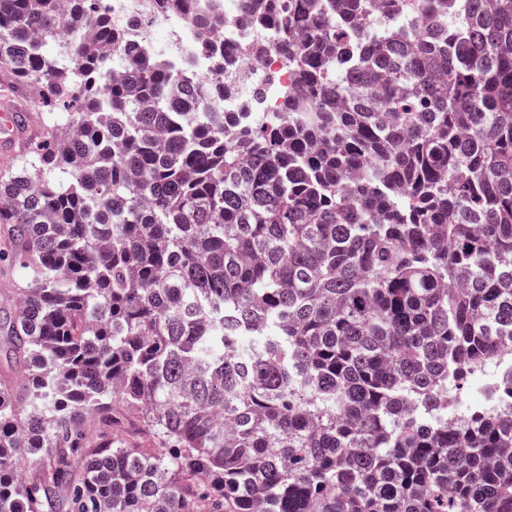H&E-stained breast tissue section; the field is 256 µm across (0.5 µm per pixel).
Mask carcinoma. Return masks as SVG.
Masks as SVG:
<instances>
[{
  "mask_svg": "<svg viewBox=\"0 0 512 512\" xmlns=\"http://www.w3.org/2000/svg\"><path fill=\"white\" fill-rule=\"evenodd\" d=\"M249 2L292 85L237 130L220 51L0 0V512H512V0ZM125 29L128 43H138L142 48L148 50L175 49L181 62L189 64L203 79H210L208 53L200 47L194 38L193 31L185 24H182L174 32H172V28L156 25L150 29L147 38L142 35L139 27L129 25ZM163 30L168 31L167 36L161 34ZM175 39L177 41H174ZM4 96H13L17 102L24 106L26 112H21V107L19 106L6 104L5 102L0 101V153L6 156L13 155L16 141L20 133V128L17 125L16 112H21L19 117L21 121V129L23 131V135L16 145L15 156L9 159L6 165L1 161L0 157V171L16 163V158L20 150L27 142L38 134L39 125L37 118L38 112H32L27 96L17 88H13L11 85L1 81L0 76V99H3ZM17 98H20L24 102H21Z\"/></svg>",
  "mask_w": 512,
  "mask_h": 512,
  "instance_id": "cac0c4a2",
  "label": "carcinoma"
}]
</instances>
